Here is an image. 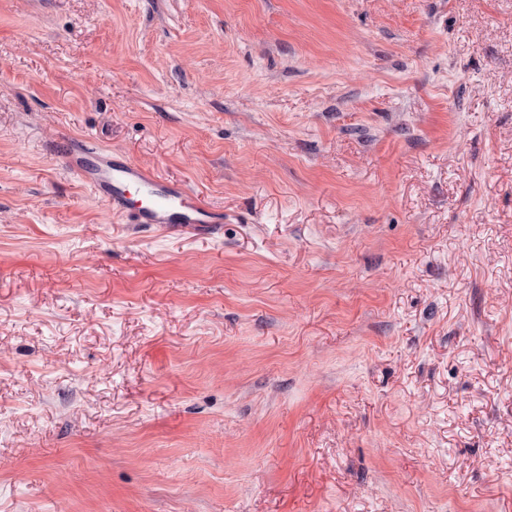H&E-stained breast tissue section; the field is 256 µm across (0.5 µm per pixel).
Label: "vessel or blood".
Segmentation results:
<instances>
[{"label":"vessel or blood","instance_id":"vessel-or-blood-1","mask_svg":"<svg viewBox=\"0 0 512 512\" xmlns=\"http://www.w3.org/2000/svg\"><path fill=\"white\" fill-rule=\"evenodd\" d=\"M66 163L113 208L132 211L141 224H211L215 218L184 185L157 181L153 173L129 160L102 161L96 151L79 146Z\"/></svg>","mask_w":512,"mask_h":512}]
</instances>
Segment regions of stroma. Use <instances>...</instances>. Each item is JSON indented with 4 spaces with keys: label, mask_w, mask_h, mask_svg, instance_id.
<instances>
[{
    "label": "stroma",
    "mask_w": 512,
    "mask_h": 512,
    "mask_svg": "<svg viewBox=\"0 0 512 512\" xmlns=\"http://www.w3.org/2000/svg\"><path fill=\"white\" fill-rule=\"evenodd\" d=\"M0 512H512V0H0ZM66 164L99 196L112 202V208L133 210L138 224H221L182 184L157 181L153 173L130 160L104 162L93 148L80 145L65 155ZM141 194L134 198L131 191Z\"/></svg>",
    "instance_id": "35a3bbf8"
}]
</instances>
